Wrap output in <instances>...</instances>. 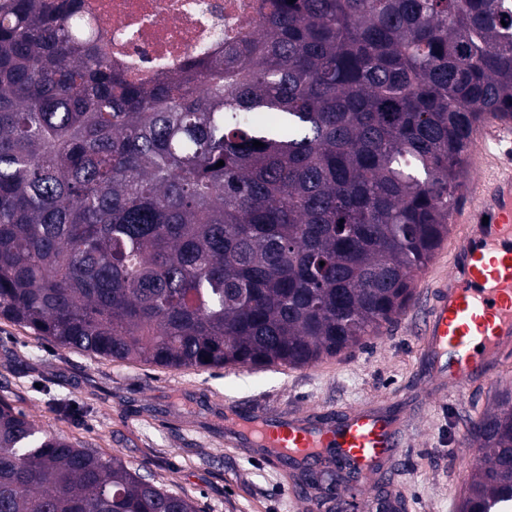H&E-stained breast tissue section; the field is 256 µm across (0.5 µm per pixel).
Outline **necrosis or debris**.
Masks as SVG:
<instances>
[{
    "instance_id": "4bbe7bcc",
    "label": "necrosis or debris",
    "mask_w": 512,
    "mask_h": 512,
    "mask_svg": "<svg viewBox=\"0 0 512 512\" xmlns=\"http://www.w3.org/2000/svg\"><path fill=\"white\" fill-rule=\"evenodd\" d=\"M267 0H82V11L113 68L154 80L220 53L259 29Z\"/></svg>"
}]
</instances>
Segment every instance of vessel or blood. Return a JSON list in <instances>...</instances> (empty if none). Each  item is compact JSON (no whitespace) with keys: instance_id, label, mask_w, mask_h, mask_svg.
<instances>
[{"instance_id":"obj_1","label":"vessel or blood","mask_w":512,"mask_h":512,"mask_svg":"<svg viewBox=\"0 0 512 512\" xmlns=\"http://www.w3.org/2000/svg\"><path fill=\"white\" fill-rule=\"evenodd\" d=\"M478 229L451 247L452 267L429 311L424 342L448 371L446 387L457 392L477 373L512 359V168L495 173L476 195ZM258 444L298 460L336 455L363 471L401 448L402 427L358 409L333 424L303 419L258 418L245 427Z\"/></svg>"}]
</instances>
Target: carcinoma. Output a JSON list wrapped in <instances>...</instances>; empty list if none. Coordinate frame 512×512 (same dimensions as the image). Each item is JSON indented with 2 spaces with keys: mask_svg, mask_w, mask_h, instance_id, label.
<instances>
[{
  "mask_svg": "<svg viewBox=\"0 0 512 512\" xmlns=\"http://www.w3.org/2000/svg\"><path fill=\"white\" fill-rule=\"evenodd\" d=\"M78 2L0 0V317L60 348L221 369L364 345L448 236L476 129L512 121V0H269L255 39L146 83ZM470 434L460 512H512L511 390ZM0 512L201 510L0 399Z\"/></svg>",
  "mask_w": 512,
  "mask_h": 512,
  "instance_id": "obj_1",
  "label": "carcinoma"
}]
</instances>
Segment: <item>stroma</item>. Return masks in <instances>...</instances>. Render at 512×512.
<instances>
[{"label":"stroma","instance_id":"1","mask_svg":"<svg viewBox=\"0 0 512 512\" xmlns=\"http://www.w3.org/2000/svg\"><path fill=\"white\" fill-rule=\"evenodd\" d=\"M512 160V131L486 125L466 162L461 195L471 201L497 164ZM450 256L440 246L405 312L354 351L310 367L160 369L96 359L39 340L0 318V397L71 441L150 470L167 489L187 493L201 512H458L480 457L470 429L512 389V361L493 386L445 394L439 361L425 352L422 326ZM81 412L64 416L59 404ZM245 416L333 418L362 409L400 421L405 444L387 457L385 480L323 483L315 499L296 489L286 458L236 438L226 408Z\"/></svg>","mask_w":512,"mask_h":512}]
</instances>
